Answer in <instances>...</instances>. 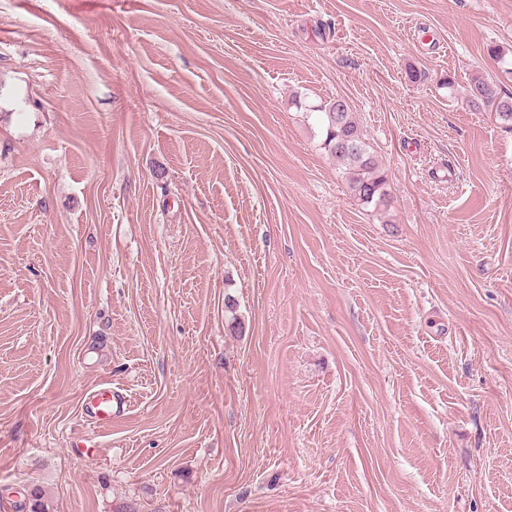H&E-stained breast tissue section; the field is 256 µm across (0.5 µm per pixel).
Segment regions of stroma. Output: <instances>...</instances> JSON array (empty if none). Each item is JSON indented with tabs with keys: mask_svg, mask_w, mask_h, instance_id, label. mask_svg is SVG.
<instances>
[{
	"mask_svg": "<svg viewBox=\"0 0 512 512\" xmlns=\"http://www.w3.org/2000/svg\"><path fill=\"white\" fill-rule=\"evenodd\" d=\"M492 45L512 0H0L5 512H512ZM336 97L388 217L304 118ZM467 101L475 109L490 108L496 112L500 124L512 131V94L502 93L496 83L486 80L483 76L474 75L466 89ZM118 403L116 397L112 395V387L105 386L95 391L89 398L93 417L100 424L112 423V402Z\"/></svg>",
	"mask_w": 512,
	"mask_h": 512,
	"instance_id": "obj_1",
	"label": "stroma"
}]
</instances>
